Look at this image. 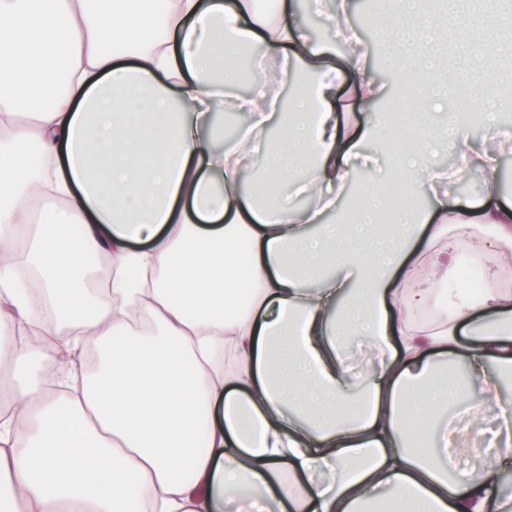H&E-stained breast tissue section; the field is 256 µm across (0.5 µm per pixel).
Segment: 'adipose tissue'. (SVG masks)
I'll return each instance as SVG.
<instances>
[{
  "instance_id": "adipose-tissue-1",
  "label": "adipose tissue",
  "mask_w": 512,
  "mask_h": 512,
  "mask_svg": "<svg viewBox=\"0 0 512 512\" xmlns=\"http://www.w3.org/2000/svg\"><path fill=\"white\" fill-rule=\"evenodd\" d=\"M317 8L350 47L346 107L379 97L347 0ZM374 8L408 18L387 34L422 123L408 197L447 148L482 181L476 206L439 195L391 223L365 191L345 224L323 223L388 117L339 119L341 73L294 0H0V512H512V202L466 125L435 123L438 20L420 0ZM257 41L310 79L281 111L256 70L228 145L224 58ZM256 155L266 174L244 184ZM284 182L315 207L284 203ZM470 249L487 287L449 296ZM357 336L380 364L356 377ZM86 352L99 366L81 375ZM493 406L492 460L460 468Z\"/></svg>"
}]
</instances>
